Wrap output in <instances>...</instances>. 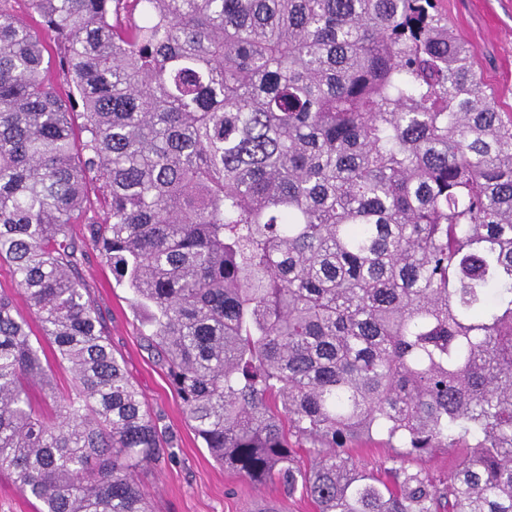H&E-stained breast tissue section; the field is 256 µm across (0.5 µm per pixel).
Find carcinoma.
<instances>
[{"mask_svg":"<svg viewBox=\"0 0 512 512\" xmlns=\"http://www.w3.org/2000/svg\"><path fill=\"white\" fill-rule=\"evenodd\" d=\"M16 2L0 262L40 335L0 292V474L38 512H151L166 441L93 249L224 468L317 512H512V112L435 0ZM374 433L387 480L344 456ZM432 448L462 449L444 482L406 465Z\"/></svg>","mask_w":512,"mask_h":512,"instance_id":"1","label":"carcinoma"}]
</instances>
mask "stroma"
I'll list each match as a JSON object with an SVG mask.
<instances>
[{
    "label": "stroma",
    "instance_id": "obj_1",
    "mask_svg": "<svg viewBox=\"0 0 512 512\" xmlns=\"http://www.w3.org/2000/svg\"><path fill=\"white\" fill-rule=\"evenodd\" d=\"M436 9L472 46L476 69L487 89L495 91L501 111L512 112V0H437ZM79 272L113 352L170 444L144 477L154 512H246L257 502L281 503L288 512H315L306 497L287 495L279 484L252 485L211 457L142 336L143 315L133 308L128 289L118 286L97 252H89ZM346 454L381 477L393 465L394 451L380 434L349 446Z\"/></svg>",
    "mask_w": 512,
    "mask_h": 512
}]
</instances>
